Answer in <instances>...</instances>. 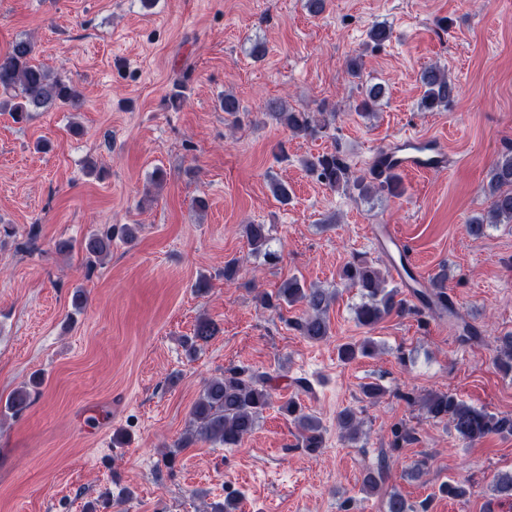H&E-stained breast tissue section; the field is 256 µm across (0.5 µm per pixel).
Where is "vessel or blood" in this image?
<instances>
[{"mask_svg":"<svg viewBox=\"0 0 512 512\" xmlns=\"http://www.w3.org/2000/svg\"><path fill=\"white\" fill-rule=\"evenodd\" d=\"M445 159L434 139L404 133L395 138L391 145L376 152L370 161L369 171L378 178L392 172H426L444 168ZM372 239L381 250H395L406 253L405 243L388 225L372 227Z\"/></svg>","mask_w":512,"mask_h":512,"instance_id":"vessel-or-blood-1","label":"vessel or blood"}]
</instances>
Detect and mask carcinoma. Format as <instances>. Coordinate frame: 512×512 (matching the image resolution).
<instances>
[{
    "instance_id": "obj_1",
    "label": "carcinoma",
    "mask_w": 512,
    "mask_h": 512,
    "mask_svg": "<svg viewBox=\"0 0 512 512\" xmlns=\"http://www.w3.org/2000/svg\"><path fill=\"white\" fill-rule=\"evenodd\" d=\"M34 43L27 38L15 40L8 51L0 54V91L18 92L20 101L7 99L0 102L12 112L16 122L22 123L31 118L32 113L57 103L68 104L77 100L79 92L72 81L60 74H52L43 65L35 62ZM419 82L423 89L420 108L424 110L445 109L453 100L455 84L447 72L435 65L421 72ZM363 98L357 103L360 112H369L383 95L380 85H369L362 91ZM265 115L285 126L295 135L314 136L328 128L336 119V114L325 109L314 115L288 107L275 99L265 105ZM307 170L317 175L332 189L355 186L361 194L385 191L391 195L402 193L400 177L392 174L386 180L376 183L366 176L351 178L347 163L334 153H323L305 161ZM488 194L491 206L486 216L474 218L466 224L469 236L479 240L485 236L490 224L512 223V148L502 153L489 171ZM244 234L253 252L258 253L269 243V229L264 224L244 225ZM120 238L131 241L136 237V228L125 224L105 234L93 233L81 243L89 258H99L110 251L112 240ZM341 281L359 288L362 302L355 310L360 326L373 328L393 313L403 314L411 310L407 301L400 297L397 288L388 287L387 277L381 270L363 263L346 264L339 273ZM447 274L435 277L429 288L415 290L422 306L437 308L453 314L448 303V295L443 288ZM334 294L326 288L305 287L296 277L283 281L272 293L260 297V304L266 309H277L282 304L303 303L307 314L296 324L300 334L310 341L318 342L329 335L330 326L327 312ZM220 332L218 324L209 319H200L190 341V347L206 342ZM376 344L366 338L362 342L344 343L338 347V357L349 363L358 357L374 354ZM496 363L504 373L512 372V334L501 338ZM39 381L32 380L15 389L6 399L4 408L17 416L32 404L31 388ZM271 404V392L264 376L245 369L230 368L224 376L209 381L191 412V424L187 434L178 444L187 448L197 440H205L226 448L235 447L252 435L264 410ZM427 416L450 425L456 435L468 444L482 441L490 435H512V414L491 413L477 409L457 395L443 391H431L421 399ZM301 433L302 447L311 452L323 446V427L319 418L305 411L292 398L280 406ZM345 438L357 439L360 431L354 411L347 409L337 418ZM439 492L450 498L460 499L469 494L468 485L461 480H450L439 486ZM493 492L495 497L512 499V472L497 476ZM383 512H417L413 505L396 492H390L383 500Z\"/></svg>"
}]
</instances>
